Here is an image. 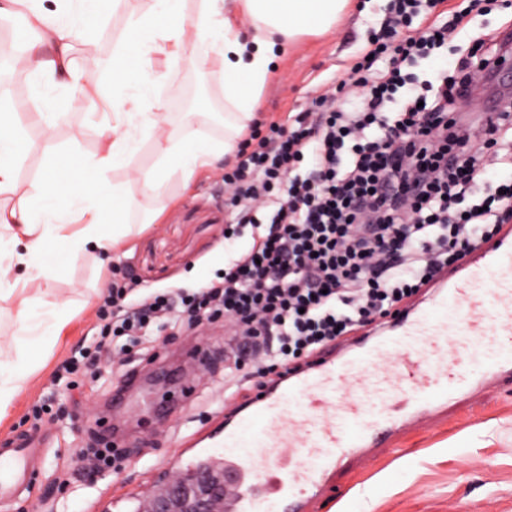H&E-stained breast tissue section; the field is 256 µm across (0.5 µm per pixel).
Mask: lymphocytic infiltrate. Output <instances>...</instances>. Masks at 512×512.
Here are the masks:
<instances>
[{"label": "lymphocytic infiltrate", "instance_id": "f902f5d3", "mask_svg": "<svg viewBox=\"0 0 512 512\" xmlns=\"http://www.w3.org/2000/svg\"><path fill=\"white\" fill-rule=\"evenodd\" d=\"M357 61L310 107L252 131L224 175L230 236L251 225L250 249L197 291L134 298L113 283L103 325L81 357L129 368L140 337L223 325L224 379L252 391L336 341L395 317L445 270L512 223V93L461 116L472 72L499 65L492 32L436 80L413 72L452 41L468 11L447 0H389ZM385 69H376L377 60Z\"/></svg>", "mask_w": 512, "mask_h": 512}]
</instances>
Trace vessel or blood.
Instances as JSON below:
<instances>
[{"label":"vessel or blood","instance_id":"b4317fda","mask_svg":"<svg viewBox=\"0 0 512 512\" xmlns=\"http://www.w3.org/2000/svg\"><path fill=\"white\" fill-rule=\"evenodd\" d=\"M512 371V226L448 270L422 304L224 406V449L206 463L235 478L226 512H315L331 475L379 446L402 413L441 408ZM38 435L0 440V501L26 489Z\"/></svg>","mask_w":512,"mask_h":512}]
</instances>
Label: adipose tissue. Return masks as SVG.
Instances as JSON below:
<instances>
[{
	"label": "adipose tissue",
	"mask_w": 512,
	"mask_h": 512,
	"mask_svg": "<svg viewBox=\"0 0 512 512\" xmlns=\"http://www.w3.org/2000/svg\"><path fill=\"white\" fill-rule=\"evenodd\" d=\"M58 2V10L49 11L42 0H0V14L27 15L37 29L38 39L23 61L37 87H74L91 95L100 89L98 71L77 68L72 58L76 39L95 33L80 15L88 0ZM184 2L152 0L150 11L130 18L120 33L112 55V90L105 98L112 123L103 133L98 158L90 164L99 172L120 167L143 143H152L155 163L139 176L152 207H143L121 185L109 188L99 178H87L88 164L78 158L18 193L15 171L24 123L19 113L0 101V264L23 267L27 280H49L54 270L42 259L48 241L66 237L67 249L75 258L120 243L134 216L152 218L172 174L187 180L217 159L234 154L254 117L270 68L279 58V40L326 33L349 5V0H198L190 15ZM200 45L224 58V136L220 139L170 129L150 66L152 56L164 52L172 65L201 69L205 58L196 51ZM49 196L65 201L66 210L45 207L43 201ZM74 218L82 228L65 236Z\"/></svg>",
	"instance_id": "1"
}]
</instances>
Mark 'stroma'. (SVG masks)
I'll return each instance as SVG.
<instances>
[{
  "label": "stroma",
  "instance_id": "obj_1",
  "mask_svg": "<svg viewBox=\"0 0 512 512\" xmlns=\"http://www.w3.org/2000/svg\"><path fill=\"white\" fill-rule=\"evenodd\" d=\"M388 0H351L334 29L303 37L284 49L258 99L257 120L285 118L308 106L316 90L328 88L364 49L372 28L385 16ZM149 0H127L112 10L107 0H93L94 40H77L74 58L87 66L111 59L128 13L146 12ZM512 28V0H500L488 13H473L456 38L471 47L491 30ZM151 68L159 78L173 125L224 135L216 114L224 104V59L211 53L203 70L172 68L165 54H154ZM0 97L26 116V149L17 162L19 188L41 178L62 153L75 150L86 159L99 152L108 121L102 98L64 94L46 99L35 92L29 71L12 75L0 65ZM70 112V121L47 123L38 115ZM237 157L199 171L189 184L169 183L170 196L154 223H133L126 242L109 253L71 258L63 241L44 247L55 266L51 280L20 283L19 297L38 304L57 300L71 309L57 339L34 349L30 382L0 415V437L40 428L47 440L37 466L38 478L0 512H117L145 487L167 481L174 455L192 460L206 453L208 437L224 419V365L198 370L187 352L223 354L224 329L217 326L191 336L162 334L148 343L156 359L141 364L150 376L190 385L191 394L174 403L152 395L143 402L130 390L113 408L109 387L80 382L73 389L55 383L57 368L100 324L99 307L113 280L134 277L151 287L191 290L223 273L252 244L250 233L225 241L231 219L224 193V173ZM394 447L367 449L336 474L333 488L317 512H512V377L491 378L459 396L446 409L425 408L408 416L394 437ZM117 444L129 451L130 466L120 475L102 471L82 475L81 449Z\"/></svg>",
  "mask_w": 512,
  "mask_h": 512
}]
</instances>
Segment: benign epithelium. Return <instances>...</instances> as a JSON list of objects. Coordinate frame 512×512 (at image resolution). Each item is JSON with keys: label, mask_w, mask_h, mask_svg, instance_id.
<instances>
[{"label": "benign epithelium", "mask_w": 512, "mask_h": 512, "mask_svg": "<svg viewBox=\"0 0 512 512\" xmlns=\"http://www.w3.org/2000/svg\"><path fill=\"white\" fill-rule=\"evenodd\" d=\"M233 492L224 482V471L205 466L154 491L139 512H224V500Z\"/></svg>", "instance_id": "benign-epithelium-1"}]
</instances>
